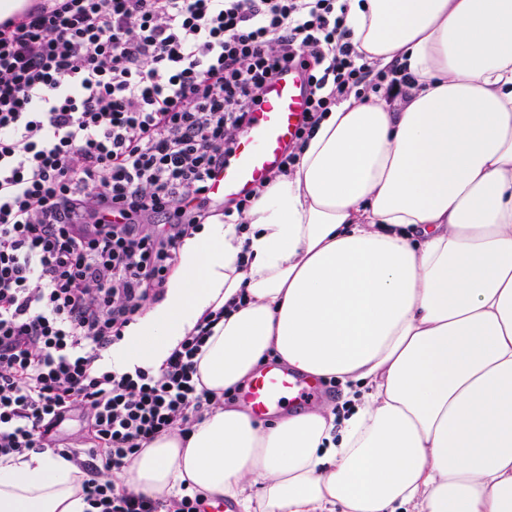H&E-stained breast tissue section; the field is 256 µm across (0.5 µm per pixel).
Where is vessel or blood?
<instances>
[{"label":"vessel or blood","instance_id":"obj_1","mask_svg":"<svg viewBox=\"0 0 512 512\" xmlns=\"http://www.w3.org/2000/svg\"><path fill=\"white\" fill-rule=\"evenodd\" d=\"M308 97L305 76L298 69L283 73L270 86L234 155L210 180L207 194L211 204L245 197L278 166L303 123ZM324 392L320 381L271 364L256 374L240 398L255 417L267 418L285 407L318 400Z\"/></svg>","mask_w":512,"mask_h":512}]
</instances>
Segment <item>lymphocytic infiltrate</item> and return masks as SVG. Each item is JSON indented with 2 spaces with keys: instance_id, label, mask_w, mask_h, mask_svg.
<instances>
[{
  "instance_id": "1",
  "label": "lymphocytic infiltrate",
  "mask_w": 512,
  "mask_h": 512,
  "mask_svg": "<svg viewBox=\"0 0 512 512\" xmlns=\"http://www.w3.org/2000/svg\"><path fill=\"white\" fill-rule=\"evenodd\" d=\"M346 0H34L0 20V458L59 450L85 473L88 512H203L120 491L142 441L188 433L213 402L197 357L223 311L158 371L104 357L161 300L185 237L251 201L207 199L263 102L300 68L305 122L277 169L349 91L401 86L370 65ZM84 419L82 447L58 430Z\"/></svg>"
}]
</instances>
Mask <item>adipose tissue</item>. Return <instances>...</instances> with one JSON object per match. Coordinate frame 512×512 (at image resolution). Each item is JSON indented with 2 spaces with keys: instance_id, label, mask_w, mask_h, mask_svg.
Returning a JSON list of instances; mask_svg holds the SVG:
<instances>
[{
  "instance_id": "obj_1",
  "label": "adipose tissue",
  "mask_w": 512,
  "mask_h": 512,
  "mask_svg": "<svg viewBox=\"0 0 512 512\" xmlns=\"http://www.w3.org/2000/svg\"><path fill=\"white\" fill-rule=\"evenodd\" d=\"M347 25L372 65L406 70L401 98L349 93L290 174L186 239L111 363L159 369L220 308L205 389L245 385L272 355L339 380L352 408L262 425L214 406L144 441L114 477L127 493L185 488L243 512H512V0H349ZM84 479L49 448L2 459L0 512H85Z\"/></svg>"
}]
</instances>
